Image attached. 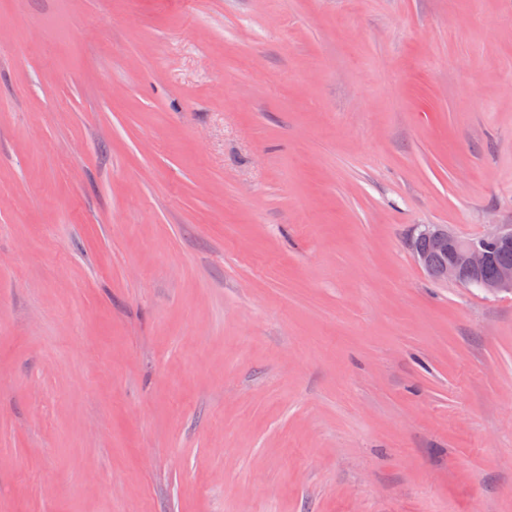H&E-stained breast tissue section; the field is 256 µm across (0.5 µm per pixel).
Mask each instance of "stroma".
<instances>
[{"instance_id": "stroma-1", "label": "stroma", "mask_w": 512, "mask_h": 512, "mask_svg": "<svg viewBox=\"0 0 512 512\" xmlns=\"http://www.w3.org/2000/svg\"><path fill=\"white\" fill-rule=\"evenodd\" d=\"M512 0H0V512H512ZM425 235V236H421ZM421 235L417 233L413 237L415 248L436 254L439 253L436 242L445 254L446 260L434 263L432 258L419 250L412 249L413 258L419 267L432 279H452L465 287L481 288L489 294L500 292L512 293V224H495L494 229L482 237L475 239H460L450 232L443 224H426L421 229ZM426 236H431L426 237ZM493 242L497 246H491L490 250L495 255L497 267L484 269L491 261V254L487 243ZM498 246L511 250L503 251Z\"/></svg>"}]
</instances>
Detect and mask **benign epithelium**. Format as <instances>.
Returning <instances> with one entry per match:
<instances>
[{
  "label": "benign epithelium",
  "mask_w": 512,
  "mask_h": 512,
  "mask_svg": "<svg viewBox=\"0 0 512 512\" xmlns=\"http://www.w3.org/2000/svg\"><path fill=\"white\" fill-rule=\"evenodd\" d=\"M421 234L432 237L446 260L436 264L419 250L412 255L419 267L432 279H452L465 287H476L489 294L512 293V265L501 264L494 276L484 277V269L491 261L488 243L512 248V224H496L489 233L475 239H460L443 224H427Z\"/></svg>",
  "instance_id": "1"
}]
</instances>
